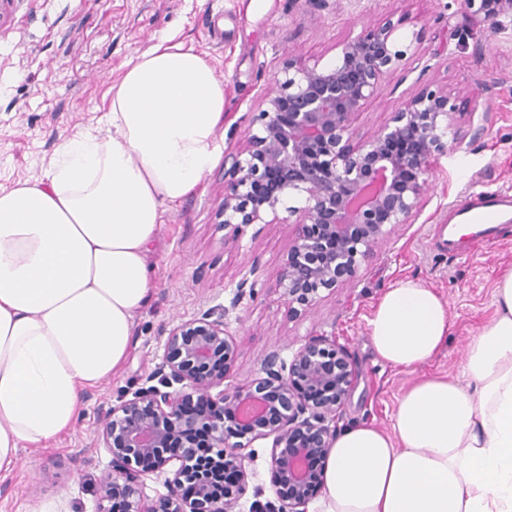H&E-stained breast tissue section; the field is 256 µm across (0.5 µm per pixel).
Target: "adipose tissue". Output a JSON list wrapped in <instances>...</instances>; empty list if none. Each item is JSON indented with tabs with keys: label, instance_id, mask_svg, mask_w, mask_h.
<instances>
[{
	"label": "adipose tissue",
	"instance_id": "1",
	"mask_svg": "<svg viewBox=\"0 0 512 512\" xmlns=\"http://www.w3.org/2000/svg\"><path fill=\"white\" fill-rule=\"evenodd\" d=\"M224 85L202 55L157 44L112 86L101 133L59 146L43 177L0 190V472L74 423L127 359L156 288L168 205L215 164ZM383 363L412 370L448 343L447 302L407 278L367 319ZM309 512H512V269L468 344L461 378L423 376L391 431H337Z\"/></svg>",
	"mask_w": 512,
	"mask_h": 512
}]
</instances>
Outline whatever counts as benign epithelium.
<instances>
[{"label":"benign epithelium","instance_id":"benign-epithelium-1","mask_svg":"<svg viewBox=\"0 0 512 512\" xmlns=\"http://www.w3.org/2000/svg\"><path fill=\"white\" fill-rule=\"evenodd\" d=\"M467 7L475 0H464ZM477 6V5H475ZM472 25L512 22V0H480ZM396 26H374L343 41L336 63L298 66L288 60L286 78L265 93L245 133V147L224 157L231 182L224 185L222 224L239 231L277 224L279 211L295 217L279 286L288 303L312 306L322 289L349 285L358 261L385 239L390 227L408 224L421 210L433 176L432 160L448 151L453 125L448 95L421 90L401 102L392 121L368 138L354 136V122L402 56ZM294 194L302 207L287 206ZM257 281L242 278L230 306L213 317L204 312L169 334L158 384L112 408L102 441L112 470L100 482L98 512H236L247 472L240 450L272 439L271 482L293 486L277 507L254 502L250 512H307L310 460L324 461L357 374L348 349L327 335L311 337L290 362L275 354L264 376L246 386L221 388L235 356L226 317L256 295ZM179 384L181 388L173 389ZM217 394H212L214 389ZM207 430L222 467L236 482L222 499L211 498L189 466L192 450L171 444L184 434ZM177 459L172 491L153 503L138 492L139 477ZM195 484L191 495L187 484Z\"/></svg>","mask_w":512,"mask_h":512}]
</instances>
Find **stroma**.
Wrapping results in <instances>:
<instances>
[{
	"instance_id": "1",
	"label": "stroma",
	"mask_w": 512,
	"mask_h": 512,
	"mask_svg": "<svg viewBox=\"0 0 512 512\" xmlns=\"http://www.w3.org/2000/svg\"><path fill=\"white\" fill-rule=\"evenodd\" d=\"M397 27L396 61L354 127L366 138L388 124L401 101L427 89L447 93L454 111L452 150L433 163L425 204L411 223L392 226L358 267L353 283L320 291L309 310L289 309L279 286L285 244L295 228L220 222L231 174L216 161L194 192L168 206L156 244L155 293L139 315L124 365L90 389L72 427L43 448H23L0 473V512H96L100 480L112 468L101 424L113 406L147 386L163 364L169 331L228 307L237 283L256 276L258 293L227 318L236 344L228 384L262 377L271 354L291 360L309 337H336L350 351L356 386L342 422L381 428L420 375H461L469 341L493 314L494 288L512 267V227L474 258L434 248L432 236L474 191L512 190V28L473 27L461 0H0V189L41 178L61 142L102 126L112 84L127 64L170 38L202 54L224 84L222 149L236 152L266 91L294 58L333 64L338 46L366 27ZM412 278L448 302L447 347L421 370L377 361L366 319L394 281ZM271 440L244 449L249 474L241 512L279 502L270 478Z\"/></svg>"
}]
</instances>
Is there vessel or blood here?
I'll use <instances>...</instances> for the list:
<instances>
[{
  "label": "vessel or blood",
  "instance_id": "obj_1",
  "mask_svg": "<svg viewBox=\"0 0 512 512\" xmlns=\"http://www.w3.org/2000/svg\"><path fill=\"white\" fill-rule=\"evenodd\" d=\"M512 224V191H480L465 197L434 235V243L451 254L474 255L494 244L502 226Z\"/></svg>",
  "mask_w": 512,
  "mask_h": 512
}]
</instances>
